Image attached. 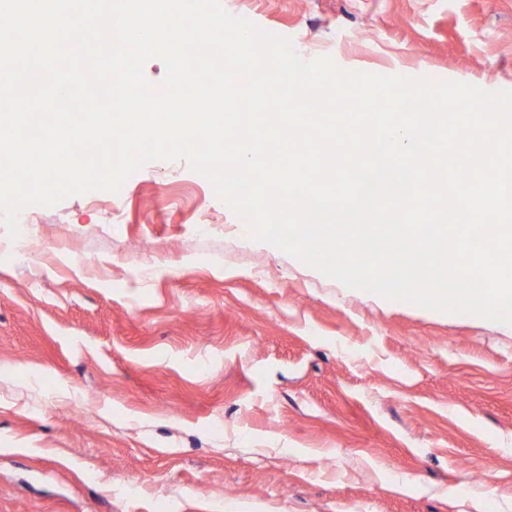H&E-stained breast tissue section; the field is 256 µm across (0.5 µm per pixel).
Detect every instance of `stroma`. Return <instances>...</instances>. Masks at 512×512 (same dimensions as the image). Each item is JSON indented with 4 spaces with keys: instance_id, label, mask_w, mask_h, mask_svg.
I'll return each instance as SVG.
<instances>
[{
    "instance_id": "obj_1",
    "label": "stroma",
    "mask_w": 512,
    "mask_h": 512,
    "mask_svg": "<svg viewBox=\"0 0 512 512\" xmlns=\"http://www.w3.org/2000/svg\"><path fill=\"white\" fill-rule=\"evenodd\" d=\"M345 71L512 90V0H222ZM0 512H512V324L349 289L183 161L18 217Z\"/></svg>"
}]
</instances>
